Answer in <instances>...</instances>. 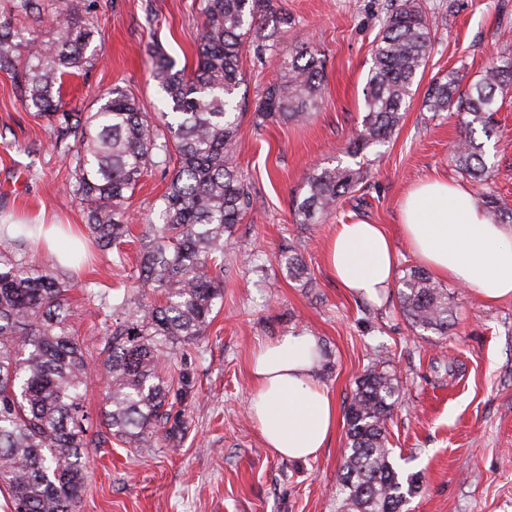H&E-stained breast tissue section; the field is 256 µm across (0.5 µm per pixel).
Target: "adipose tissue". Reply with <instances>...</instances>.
Segmentation results:
<instances>
[{
  "instance_id": "obj_1",
  "label": "adipose tissue",
  "mask_w": 512,
  "mask_h": 512,
  "mask_svg": "<svg viewBox=\"0 0 512 512\" xmlns=\"http://www.w3.org/2000/svg\"><path fill=\"white\" fill-rule=\"evenodd\" d=\"M402 234L436 277L494 303L512 297V225L492 222L472 194L429 179L405 197ZM332 276L348 292L378 299L395 277L393 241L380 224H340L327 250ZM317 336L297 331L260 342L251 356L250 416L266 448L291 460L316 458L336 428V400L318 377Z\"/></svg>"
}]
</instances>
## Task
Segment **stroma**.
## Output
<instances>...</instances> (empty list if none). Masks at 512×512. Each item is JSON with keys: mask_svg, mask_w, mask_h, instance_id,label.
<instances>
[{"mask_svg": "<svg viewBox=\"0 0 512 512\" xmlns=\"http://www.w3.org/2000/svg\"><path fill=\"white\" fill-rule=\"evenodd\" d=\"M198 0H96L99 33L85 70L64 77L67 108L96 111L104 93L121 87L155 114L164 93L145 54L159 46L177 68L197 64ZM291 24L280 38L289 50L316 44L325 61L322 100L308 120L255 126L252 114L277 77L278 58H257L251 44L240 56L237 99L245 117L236 163L252 194L233 248L224 256V300L210 331L191 346L182 367L193 379L176 447L130 448L113 441L89 449V474L79 512H337L336 484L348 453L345 422H337L317 458L293 461L265 447L251 422L249 361L259 341L291 331L318 336L324 350L319 378L345 410L356 379L378 361L401 386L389 422L392 458L403 474H420L423 487L408 512H512V298L483 302L455 283V323L447 335L418 334L399 310L396 290L373 303L346 293L333 279L325 250L337 225H384L398 256V272L416 266L400 230V208L418 182L443 177L472 194L491 189L512 200V89L498 97L499 139L487 143L496 166L488 185L464 177L454 158L463 127L457 113L424 107L431 79L455 73L461 89L485 69L512 58V0H420L429 15L446 14L433 32L425 74L390 143L378 147L370 177L353 198L317 224L296 223L292 200L311 168L329 165L359 128L363 89L374 39L387 0H273ZM169 178L145 176L128 201L135 226L161 202ZM68 161L54 148L47 122L25 111L10 74L0 70V249L24 250L41 265H58L74 241L54 247L36 240L33 224L82 231L84 206L69 187ZM300 251L311 287L281 273V245ZM124 263L95 256L70 265L71 328L91 340L102 335L88 310L100 285L135 284L136 253Z\"/></svg>", "mask_w": 512, "mask_h": 512, "instance_id": "1", "label": "stroma"}]
</instances>
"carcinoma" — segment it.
<instances>
[{"label":"carcinoma","instance_id":"carcinoma-1","mask_svg":"<svg viewBox=\"0 0 512 512\" xmlns=\"http://www.w3.org/2000/svg\"><path fill=\"white\" fill-rule=\"evenodd\" d=\"M95 0H14V12L37 24L53 22L57 36L32 35L20 45L0 24V70L13 73L25 109L50 120L54 147L72 164V191L86 204L85 236L101 254L120 249L131 235L127 200L155 168L173 165L162 205L145 219L137 239L141 289L110 306L105 333L88 343L68 324L69 272L0 251V489L13 512H77L87 479L85 449L116 438L131 448L173 441V415L190 389L189 376L173 380L165 366L203 339L224 298V249L251 205L234 163L240 124L237 89L240 51L249 40L258 59L276 51L274 36L289 23L272 0H199L202 18L197 67L175 69L161 49L149 51L165 93L162 125L141 111L120 87L95 112L62 109L64 76L81 70L96 32ZM436 19L419 0H390L377 34L365 84V115L342 153L355 160L313 169L306 190L292 201L298 224H317L368 178L366 150L394 135L431 52ZM24 50H19V47ZM280 78L258 104L261 122H299L322 98L324 60L316 47L297 43L279 58ZM512 82V59L488 67L469 90L450 72L430 87L425 107L466 115L455 146L460 172L475 181L492 173L484 143L498 137L491 123L496 96ZM482 203L500 224L512 223V204L488 193ZM285 277L312 287L301 255L290 245L279 261ZM400 309L415 329L448 335L454 325L448 290L421 269L398 280ZM106 382L102 423L93 429L85 395L92 370ZM399 385L373 366L357 380L345 410L349 454L336 497L340 512H405L420 491V477L393 467L388 421Z\"/></svg>","mask_w":512,"mask_h":512}]
</instances>
